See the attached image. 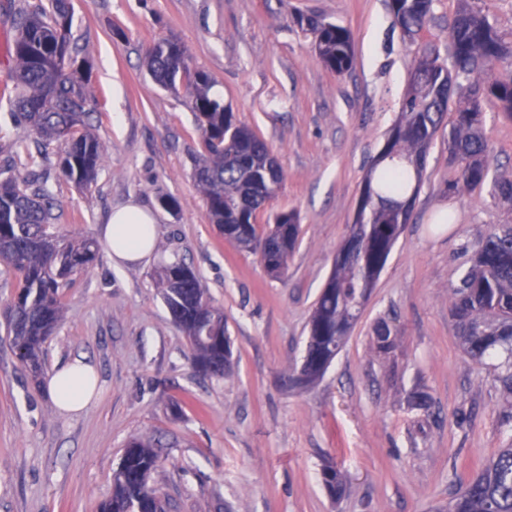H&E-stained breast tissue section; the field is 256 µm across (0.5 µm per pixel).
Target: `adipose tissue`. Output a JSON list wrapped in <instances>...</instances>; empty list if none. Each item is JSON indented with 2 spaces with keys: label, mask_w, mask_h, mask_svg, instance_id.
<instances>
[{
  "label": "adipose tissue",
  "mask_w": 512,
  "mask_h": 512,
  "mask_svg": "<svg viewBox=\"0 0 512 512\" xmlns=\"http://www.w3.org/2000/svg\"><path fill=\"white\" fill-rule=\"evenodd\" d=\"M102 234L113 263L145 262L153 255L156 220L151 212L130 203L113 210ZM94 386L93 367L77 358L50 374L46 391L60 412L76 415L88 406Z\"/></svg>",
  "instance_id": "adipose-tissue-1"
}]
</instances>
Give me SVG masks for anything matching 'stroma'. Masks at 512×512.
<instances>
[{
  "label": "stroma",
  "instance_id": "1",
  "mask_svg": "<svg viewBox=\"0 0 512 512\" xmlns=\"http://www.w3.org/2000/svg\"><path fill=\"white\" fill-rule=\"evenodd\" d=\"M71 39L91 64L87 109L105 146L94 185L45 163L70 238L99 236L116 207L135 202L158 224L151 261L112 263L108 248L61 288L64 319L45 345V370L80 358L97 396L61 414L13 352L0 274V512H97L135 437L159 439L152 485L168 512H445L460 487L505 446L512 412L485 366L464 353L450 289L470 252L512 207L493 177L512 175V120L484 108L490 181L449 191L457 176L440 129L426 155L410 219L360 318L324 375L307 387L288 377L304 359L308 322L348 237L362 180L406 94L414 52L388 0H72ZM312 15L347 28L354 63L328 68L296 22ZM178 36L237 122L254 130L285 174L259 227L291 212L298 243L272 276L259 255L225 240L192 175L201 134L183 93L162 90L145 56ZM171 199L175 208L163 206ZM451 223H437L441 211ZM181 257L223 310L234 342L224 378L200 371L154 278ZM387 324L392 353L373 347ZM430 396L414 408L411 394ZM345 472L332 499L325 465Z\"/></svg>",
  "mask_w": 512,
  "mask_h": 512
}]
</instances>
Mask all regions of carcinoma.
Listing matches in <instances>:
<instances>
[{"instance_id":"1","label":"carcinoma","mask_w":512,"mask_h":512,"mask_svg":"<svg viewBox=\"0 0 512 512\" xmlns=\"http://www.w3.org/2000/svg\"><path fill=\"white\" fill-rule=\"evenodd\" d=\"M433 5L434 0H389L394 21L409 43L421 39ZM72 22L70 0H24L14 14L11 82L0 90V101L14 122L26 126L31 136L29 141H14L0 166V266L13 277L16 288L8 306L13 319L7 321V335L35 383L44 370V344L63 320L59 288L90 267L99 253L97 241L90 237L74 240L54 231L56 204L46 176L36 171L54 145L66 181L86 189L97 178L103 144L85 108L91 64L78 59L71 41ZM298 24L313 36L327 67L338 74L352 67V37L346 28L308 17L298 18ZM451 26V65L437 50L429 63L427 51L414 59L400 116L364 180L362 213L316 300L305 356L314 370L331 349L342 347L367 275L384 269L400 227L409 221L420 189L419 174L449 112L450 98H458V107L448 133V152L459 171L450 190L481 185L487 179L488 167L475 166L486 153L484 104L493 99L512 118V81L492 78L499 63L512 59V41L469 0H460ZM145 63L148 75L162 89L175 91L180 81L186 82L187 105L202 138L194 176L210 223L221 231L229 224L242 228L233 241L240 248L262 257L275 251L274 275H281L297 245L299 225L293 215L279 213L274 224L284 227L280 238L271 241V231L258 230L259 210L284 181L267 144L237 123L231 106L212 93L214 80L193 67L178 40L157 41ZM18 167L30 169L32 178L18 181L13 175ZM157 281L173 323L190 343L194 363L209 372V366L224 361V354H232L224 312L210 304L198 275L182 258L163 264ZM451 297V315L465 354L492 369L495 381L512 398V224H502L484 238L472 254L471 266L451 288ZM374 345L380 353L393 350L395 339L387 325L375 330ZM157 447L151 438L128 443L112 496L100 503L99 512H166L165 499L150 484L159 463ZM322 481L333 495L345 492L344 475L332 465L323 468ZM448 512H512V445L499 449L452 499Z\"/></svg>"}]
</instances>
